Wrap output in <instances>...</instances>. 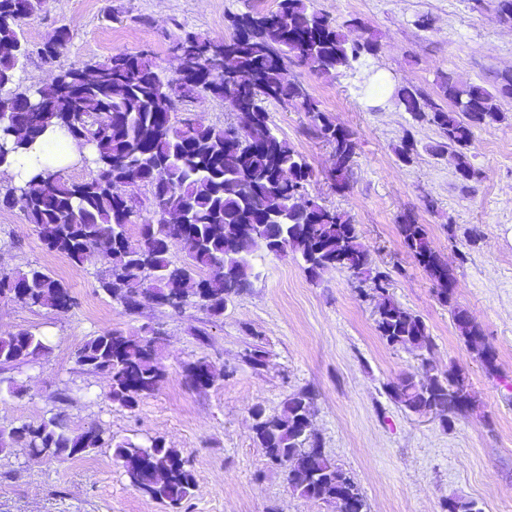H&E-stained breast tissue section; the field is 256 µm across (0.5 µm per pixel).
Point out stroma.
Here are the masks:
<instances>
[{"label": "stroma", "instance_id": "35a3bbf8", "mask_svg": "<svg viewBox=\"0 0 512 512\" xmlns=\"http://www.w3.org/2000/svg\"><path fill=\"white\" fill-rule=\"evenodd\" d=\"M494 0H313L336 22L360 18L351 40L376 35L377 55L327 78L309 65L291 66L322 110L354 133L349 187L337 192L331 145L309 130L300 107L270 104V124L314 171L307 187L319 203L350 216L374 269L389 275L388 292L420 316L433 339L439 369L463 370L473 405L453 428L438 415L399 407L387 386L420 369L415 353L387 345L376 331V298L362 296L347 270L309 278L300 260L272 254L256 259L259 277L211 317L188 306L175 311L144 302L136 312L105 296L101 254L83 268L50 251L20 206H0V272L40 266L62 280L75 299L65 310H32L0 298V333L29 330L47 347L36 363L14 370L22 396L0 397V427L38 421L62 411L72 432L95 425L115 440L146 444L160 438L189 459L196 490L182 512H336L294 494L280 467L253 439L250 410L279 414L285 397L315 393L313 423L325 453L358 482L369 512H442L451 499L476 501L481 512H512V98L501 100L504 120L476 131L469 156L480 178L469 189L456 179L452 153L435 154L434 127L413 123L391 100L410 86L442 101L439 76L486 86L512 71V24L498 21ZM277 0H47L23 25L31 56L19 73L26 89L50 82L56 71L81 68L115 53L151 50L174 75L173 43L184 32L231 34L228 17L275 10ZM430 24L422 28L419 17ZM71 39L55 66L37 51L56 28ZM413 138L417 154L403 164L395 150ZM424 224L447 262L456 288L439 301L432 282L406 252L397 233L401 215ZM466 310L497 353L488 376L454 321ZM162 325L157 354L164 376L135 410L112 404L104 375L80 369L76 353L92 335L114 330L144 335ZM209 334L208 344L197 339ZM259 346L265 365L242 356ZM200 358L214 365L211 386L197 390L182 366ZM0 512H168L165 504L130 485L111 449L84 458L46 460L23 448L0 457Z\"/></svg>", "mask_w": 512, "mask_h": 512}]
</instances>
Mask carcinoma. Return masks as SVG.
I'll list each match as a JSON object with an SVG mask.
<instances>
[{"label":"carcinoma","mask_w":512,"mask_h":512,"mask_svg":"<svg viewBox=\"0 0 512 512\" xmlns=\"http://www.w3.org/2000/svg\"><path fill=\"white\" fill-rule=\"evenodd\" d=\"M45 0H0V165L34 148L47 128L57 126L91 147L95 173L81 182L64 178L59 169L42 165L19 182L0 188V205H19L29 223L51 251L65 255L79 268L89 256L103 251L109 266L99 287L129 311L147 299L180 310L194 304L216 317L227 303L252 286L253 256L258 251L279 256L300 255L303 270L314 278L324 269L342 268L359 279L357 290L370 288L380 296L376 329L392 347L418 352L422 374L405 373L387 387L402 408L419 412L436 408L442 423L452 428L456 417L472 405L459 372L441 371L427 354L433 349L423 320L387 294V275L372 273L369 251L358 241L349 216L315 200L301 208L313 172L304 158L270 126L268 101L300 102L314 132L333 145L336 189L349 187L354 163V134L322 111L300 83L288 78V64L297 59L313 64L323 76L336 77L353 63L374 56L378 41L369 37L351 43L342 27L319 14L312 0H278L269 12H245L231 17L233 34L210 38L187 31L173 45L189 66L207 65L220 57L210 83L196 84L193 97L173 91L175 77L166 76L143 53H115L98 63L105 75L89 80L76 102L62 92V76L36 88L18 90V73L25 54V19L42 10ZM58 41L39 51L43 63L54 62L70 40L68 28L56 31ZM445 109L420 92L402 86L395 90L397 105L418 124L435 127L439 141L433 151H452L461 187L478 180L468 149L475 132L504 120L498 101L512 97V72L498 75L492 88L440 76ZM211 94L239 100L254 120L247 134L268 141V149L242 147L232 126L206 125L186 116L167 125L159 121L163 108L194 102ZM138 182L147 187L155 217L141 218L128 209L121 187ZM265 209L269 223L256 226L252 213ZM137 226L132 242L128 226ZM401 242L425 271L439 299L452 300L455 278L433 246L425 226L410 215L398 221ZM179 246L183 259L175 263L170 250ZM30 309L54 310L74 305L68 287L40 267L0 273V298ZM455 325L486 373H498L497 355L465 310L454 308ZM46 346L29 330L0 334V370L20 358L38 357ZM157 341L104 331L89 337L76 363L108 377L112 403L133 410L151 396L163 377L156 362ZM204 358L183 365L190 386L205 389ZM312 393L301 389L287 396L280 414L251 410L253 439L268 460L284 469L288 488L307 499H319L336 512H367V503L354 477L338 467L322 448L308 423ZM11 447L51 448L53 459L113 449L121 461L136 456L141 476L126 473L133 486L155 481L150 497L179 509L195 489V477L178 448L160 439L148 445L130 439L116 441L96 426L70 432L60 412L40 421L11 426Z\"/></svg>","instance_id":"1"}]
</instances>
